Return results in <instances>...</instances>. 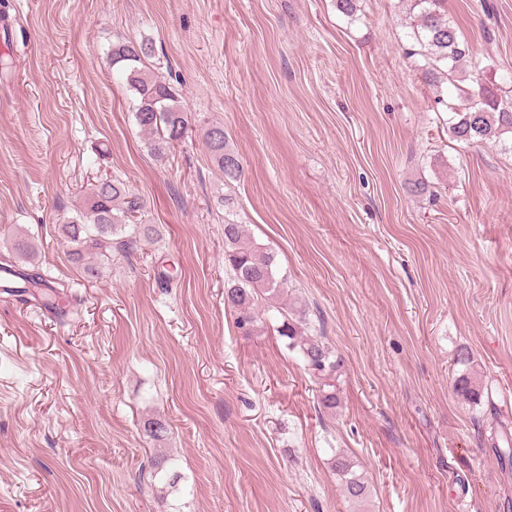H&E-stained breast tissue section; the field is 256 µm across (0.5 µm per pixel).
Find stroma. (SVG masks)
I'll return each mask as SVG.
<instances>
[{"label": "stroma", "mask_w": 512, "mask_h": 512, "mask_svg": "<svg viewBox=\"0 0 512 512\" xmlns=\"http://www.w3.org/2000/svg\"><path fill=\"white\" fill-rule=\"evenodd\" d=\"M7 3L0 254L26 234L69 288L54 307L0 300V512H512L493 453L512 439V142L449 139L406 0L351 16L337 0ZM448 16L512 71V0H448ZM119 36L153 42L191 118L164 157L112 78ZM216 122L243 166L232 182L202 139ZM115 176L160 234L90 281L60 227ZM225 195L340 359L335 410L285 338L235 327ZM463 348L475 403L454 389ZM161 453L181 474L168 495ZM333 468L340 479L344 496L355 503H362L369 496L368 484L361 474L354 470V463L344 453H336Z\"/></svg>", "instance_id": "stroma-1"}]
</instances>
